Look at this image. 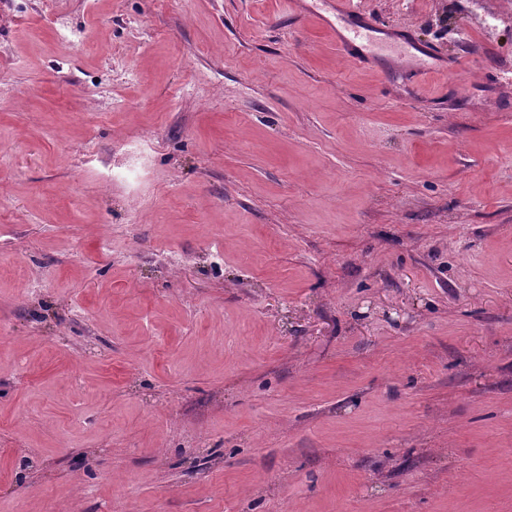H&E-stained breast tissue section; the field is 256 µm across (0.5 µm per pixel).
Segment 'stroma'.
<instances>
[{
	"mask_svg": "<svg viewBox=\"0 0 512 512\" xmlns=\"http://www.w3.org/2000/svg\"><path fill=\"white\" fill-rule=\"evenodd\" d=\"M348 6L0 0V512H512V0ZM337 36L339 45L352 62H362L367 55L366 49L371 42L370 30L364 24H351L346 28V33L332 28ZM367 42L368 44H365Z\"/></svg>",
	"mask_w": 512,
	"mask_h": 512,
	"instance_id": "stroma-1",
	"label": "stroma"
}]
</instances>
